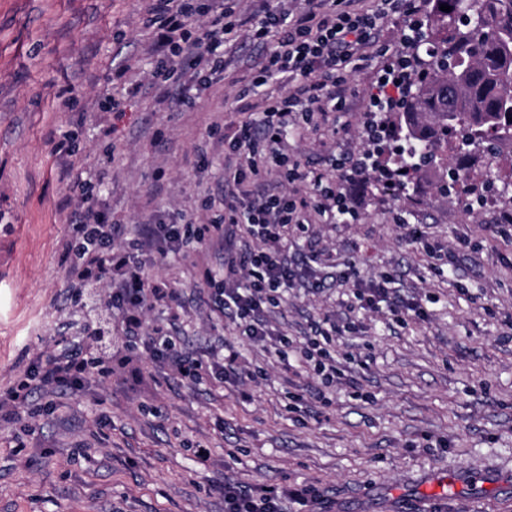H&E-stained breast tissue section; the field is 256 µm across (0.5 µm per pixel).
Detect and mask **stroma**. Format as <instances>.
I'll return each mask as SVG.
<instances>
[{"instance_id":"1","label":"stroma","mask_w":512,"mask_h":512,"mask_svg":"<svg viewBox=\"0 0 512 512\" xmlns=\"http://www.w3.org/2000/svg\"><path fill=\"white\" fill-rule=\"evenodd\" d=\"M143 7L0 0V389L88 326L104 329L113 360L126 354L104 288L68 286L77 190L66 158L79 163L91 201L121 221L122 237L177 210L204 222L222 214L224 184L223 143L208 145L207 168L196 166L206 129L244 119L247 102L282 90L274 82L241 97L259 57L249 47L194 106L167 111L146 82L155 61ZM131 54L138 69L111 88L122 109L104 110V78ZM382 64L351 72L335 123L291 136L289 152L305 162L323 149H366ZM321 171L351 195L359 221L289 228L293 262L314 251L331 258L316 267L321 287L295 281L272 326L300 339L311 321L344 324L349 288L337 274L347 263L365 283L389 274L392 294L422 302L427 319L367 313L364 332L334 345L345 371L324 388L299 357L264 352L200 300L201 268L224 271L222 244L147 263L148 277L186 303L171 330L177 349L207 361L232 344L244 382L191 385L144 353L80 391L33 396L17 419L0 421V512H224L227 481L314 487L321 499L308 512H407L416 501L430 512H512V496L479 479L512 482V236L497 226L500 207L441 199L427 179L394 197ZM200 447L211 451L207 463Z\"/></svg>"}]
</instances>
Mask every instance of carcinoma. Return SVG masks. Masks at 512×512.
Listing matches in <instances>:
<instances>
[{
	"label": "carcinoma",
	"mask_w": 512,
	"mask_h": 512,
	"mask_svg": "<svg viewBox=\"0 0 512 512\" xmlns=\"http://www.w3.org/2000/svg\"><path fill=\"white\" fill-rule=\"evenodd\" d=\"M422 44L411 49L416 94L387 123L405 143L390 188L417 187L431 169L441 197L478 191L488 182L492 162L512 150V0H430ZM451 11L440 10V5ZM462 142L444 137L448 122Z\"/></svg>",
	"instance_id": "obj_1"
}]
</instances>
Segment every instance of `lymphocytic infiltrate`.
<instances>
[{"mask_svg": "<svg viewBox=\"0 0 512 512\" xmlns=\"http://www.w3.org/2000/svg\"><path fill=\"white\" fill-rule=\"evenodd\" d=\"M252 13L242 14L241 0H147L142 27L150 36L151 52L158 59L151 82L161 84L180 77L197 81L207 90L212 79L222 77L233 61L230 37L244 33L264 52L250 80L258 88L271 81L287 83V92L266 98L247 119L227 132L211 127L210 135L224 143V214L208 224L175 213L169 222L141 225L126 248L116 249L112 240L119 230L109 213L90 204L86 193L75 198L71 217L70 247L79 251L80 262L70 276L79 284L105 286L109 306L123 312V334L128 352L149 343L155 361L167 363L192 384L204 380L224 381L237 377L238 354L227 347L210 367L179 352L167 326L148 323L147 310L160 306L178 313L177 291L165 282L149 279L142 257L151 253L164 258L188 247L204 249L211 242L224 244V274L215 278L203 268L200 283L209 290L208 301L217 311L234 316L239 335L250 342L270 345L279 356L299 353L312 367L322 386L342 376L330 347L340 331L360 329V311L377 310L386 304L395 317L425 319L427 311L418 302L392 300L388 277L381 274L370 287L354 289L349 310L352 319L345 328L314 323L303 340H295L269 324L297 277L289 262L284 241L289 226L319 220L325 224H353L359 213L335 183L308 169L288 151L289 131L306 127L320 129L330 115L343 111L350 88L346 74L366 61L376 32L391 19L402 21V47L421 41V0H380L376 8L363 0H255ZM412 75L400 51L378 70L372 111L391 112L401 106L402 92ZM102 331L65 351L38 358L23 381L0 391V420L15 418L35 390H81L91 369L104 366L98 352ZM224 512H284L295 501L308 505L318 500L310 487L225 483Z\"/></svg>", "mask_w": 512, "mask_h": 512, "instance_id": "lymphocytic-infiltrate-1", "label": "lymphocytic infiltrate"}]
</instances>
